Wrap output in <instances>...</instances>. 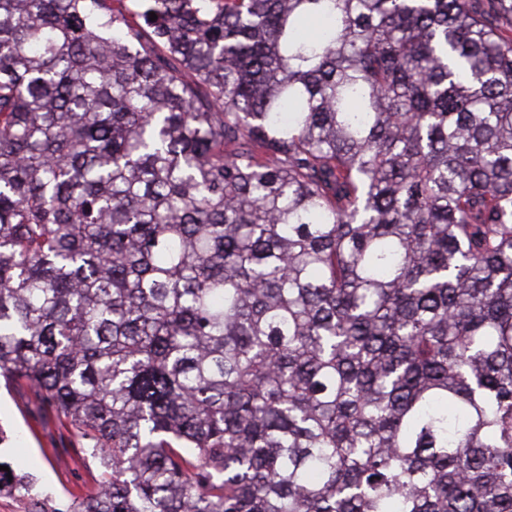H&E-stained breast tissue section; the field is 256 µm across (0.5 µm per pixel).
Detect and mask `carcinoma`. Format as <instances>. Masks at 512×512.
<instances>
[{
	"label": "carcinoma",
	"instance_id": "cac0c4a2",
	"mask_svg": "<svg viewBox=\"0 0 512 512\" xmlns=\"http://www.w3.org/2000/svg\"><path fill=\"white\" fill-rule=\"evenodd\" d=\"M0 379L26 512H512V0H0ZM44 414L42 405L22 387L7 390L4 382L0 389V421L11 432L19 436L10 448H6L13 461L26 464V470L35 476L42 487L53 496L61 499L68 497L66 490L80 496L95 487L94 479L99 475L98 466L92 462L86 466L54 463L53 446L60 447L61 440L68 442L69 434L60 429L53 421L38 424Z\"/></svg>",
	"mask_w": 512,
	"mask_h": 512
}]
</instances>
